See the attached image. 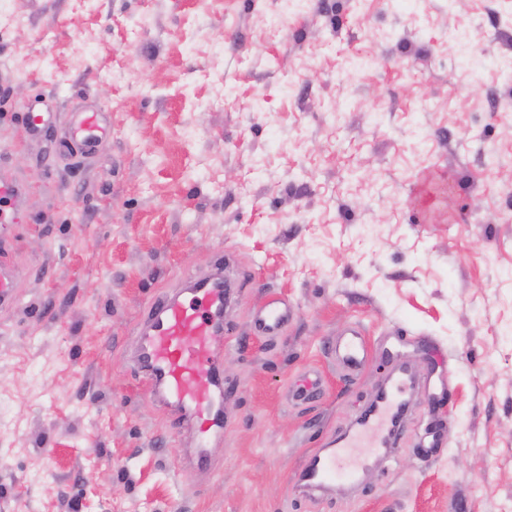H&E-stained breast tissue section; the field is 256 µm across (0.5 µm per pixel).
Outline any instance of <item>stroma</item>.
<instances>
[{
    "instance_id": "stroma-1",
    "label": "stroma",
    "mask_w": 512,
    "mask_h": 512,
    "mask_svg": "<svg viewBox=\"0 0 512 512\" xmlns=\"http://www.w3.org/2000/svg\"><path fill=\"white\" fill-rule=\"evenodd\" d=\"M87 108L107 131L82 156L61 143ZM1 176L25 193L0 228V512H512V0H9ZM222 254L224 429L192 472L134 343ZM276 297L296 315L270 338ZM400 365V445L303 492ZM17 274L2 260L0 264V306L9 307L17 300ZM294 309L287 302L265 301L253 316L255 328L266 336H280L293 318ZM348 335L336 339L332 352L336 355V362L341 367L344 376L350 379L368 358V346L362 333L357 328L347 330ZM321 389V375L317 372H310L295 384L293 395L299 400L307 401L317 397L321 393Z\"/></svg>"
}]
</instances>
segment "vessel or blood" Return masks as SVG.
<instances>
[{"instance_id": "obj_1", "label": "vessel or blood", "mask_w": 512, "mask_h": 512, "mask_svg": "<svg viewBox=\"0 0 512 512\" xmlns=\"http://www.w3.org/2000/svg\"><path fill=\"white\" fill-rule=\"evenodd\" d=\"M101 116L83 113L71 129L84 152H93L101 134ZM17 275L0 264V306L17 300ZM226 293L222 276L196 281L193 296L182 301L174 297H157L144 314L135 341L136 362L148 391L160 402L176 408L172 430H189L197 439L195 463L207 460L206 448L220 425L213 414L215 390L213 376L220 354L214 338L218 332L216 318L224 312ZM294 309L287 302L270 299L257 309L253 322L268 336L281 335L293 318ZM332 351L345 377H352L366 362L368 346L360 330L350 329L337 339ZM414 386L406 371L394 373L390 384L376 397L367 412L357 420L351 434L337 440L335 447L306 457L300 483L311 490L332 485L336 478H354L363 471L369 455L392 447L397 439L396 417L405 407V396ZM322 389L319 373L305 375L293 388V395L307 401Z\"/></svg>"}]
</instances>
